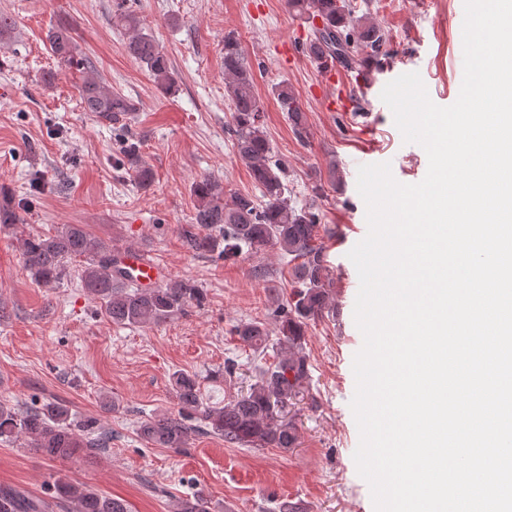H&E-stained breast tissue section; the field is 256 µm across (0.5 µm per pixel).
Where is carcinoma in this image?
<instances>
[{
	"instance_id": "cac0c4a2",
	"label": "carcinoma",
	"mask_w": 512,
	"mask_h": 512,
	"mask_svg": "<svg viewBox=\"0 0 512 512\" xmlns=\"http://www.w3.org/2000/svg\"><path fill=\"white\" fill-rule=\"evenodd\" d=\"M288 6L307 19H320L304 51L321 63L332 59L348 71L359 72L391 58L380 28L352 27V6L348 0H288ZM114 23L127 34V53L146 67L161 89L169 92L175 79L169 61L152 36L140 28L139 18L130 11L114 15ZM58 66H76L91 70L90 58L78 56L71 28H52L47 36ZM368 49L362 57L355 43ZM224 80L233 107L232 133L239 159L246 164L261 192L257 199L249 194H224V186L208 176L196 180L192 193L196 198L194 230L185 234L188 249L217 255L224 260L244 253L276 249L288 256L292 292L278 311L280 332L288 349L274 363L259 369L248 391L221 407L203 404L197 375L178 371L173 375V391L178 413L150 417L141 422L139 434L158 448H185L192 435L213 433L229 444L251 448L295 447V426L278 419V414L305 391L310 380L308 356L304 351L307 321L327 313L329 291L333 285L326 248L321 232L319 211L296 209L286 196L285 164L272 156L271 143L262 121L263 108L254 91V77L233 32L224 35ZM293 129H306V116L294 92L286 84L272 90ZM83 111L110 120L116 113L130 114L134 105L115 95L88 74L79 88ZM122 164L134 172L138 184L146 187L154 178L152 169L141 159L140 143L133 138L121 142ZM120 250L93 236L83 224H64L51 234L23 239L24 268L40 286L49 288L67 270V263L84 259L83 288L100 300L105 313L116 326L156 325L202 308L204 289L190 279H170L153 288H140L126 272L117 268ZM235 335L253 350L268 346L269 331L259 320L242 321ZM83 428L86 435L78 433ZM25 440L50 459H69L79 454H96L112 444V433L94 424L77 425L69 406L56 400L23 410L0 404V439ZM52 498L71 507V512H129L127 503L66 478L54 481ZM49 503L16 489L0 488V512H47ZM173 512H207L201 495L180 499Z\"/></svg>"
}]
</instances>
